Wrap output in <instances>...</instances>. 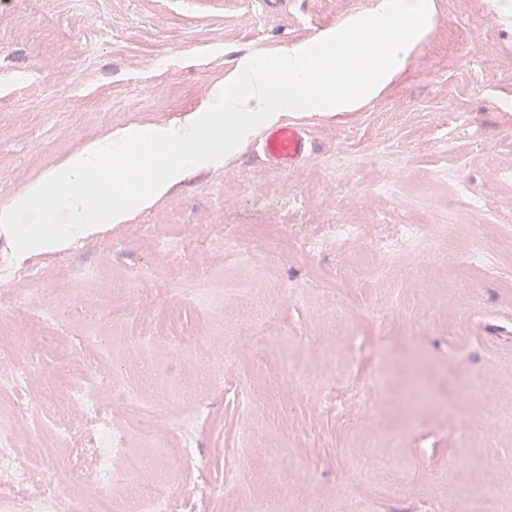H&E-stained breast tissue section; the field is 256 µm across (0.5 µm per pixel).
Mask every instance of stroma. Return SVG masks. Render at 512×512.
<instances>
[{
	"label": "stroma",
	"instance_id": "35a3bbf8",
	"mask_svg": "<svg viewBox=\"0 0 512 512\" xmlns=\"http://www.w3.org/2000/svg\"><path fill=\"white\" fill-rule=\"evenodd\" d=\"M437 23L412 62L382 97L357 112L298 117L313 143L310 161L278 173L246 144L217 169L190 172L150 209L123 224L77 240L67 249L28 258L44 274L41 304L68 301L65 325H38L24 300L0 340L39 339L63 345L35 368L34 382L57 408L58 368L74 358L99 359L103 330L126 354L124 382L156 402L165 426L195 406L202 483H238L247 498L229 497L223 512H246L248 498L271 512H450L494 486L498 512H512V425L491 434L471 426L469 378L493 376L502 403L512 404V246L498 244L488 272L471 273L439 255L438 224L451 212L442 194L420 203L380 194V185L419 179L466 182L483 202L469 221L491 222L512 192L495 191L494 173L512 166V30L490 15L485 0H435ZM366 0H287L262 13L257 0H0V204L72 152L127 127L184 121L254 48L276 52L311 38ZM471 135L446 146V119ZM488 145L477 152L474 137ZM397 147L401 161L381 165L377 149ZM342 154L350 168L322 167ZM427 223L421 265L383 266L358 246L294 254L290 244L328 224L360 225L377 235L378 216ZM158 224L171 239L185 231L214 238L237 231L252 256L249 270L226 266L219 249L168 252L159 258L140 227ZM150 268L155 280L131 294L123 280L97 285L83 269L103 264ZM180 267L185 286L222 289L223 334L214 346L209 318L161 280ZM112 303L88 321L80 307L99 290ZM342 305L332 312V302ZM144 336L179 345L199 341L211 358L185 364L179 388L153 383L145 358L127 352ZM335 373L336 406H324L317 381ZM223 374L227 385L209 381ZM256 400L242 413L235 384ZM261 437L245 440L253 428ZM91 433L75 421L68 447L40 448L55 479L72 497L90 499L81 474L92 464ZM383 464L377 482L358 467L362 455Z\"/></svg>",
	"mask_w": 512,
	"mask_h": 512
}]
</instances>
